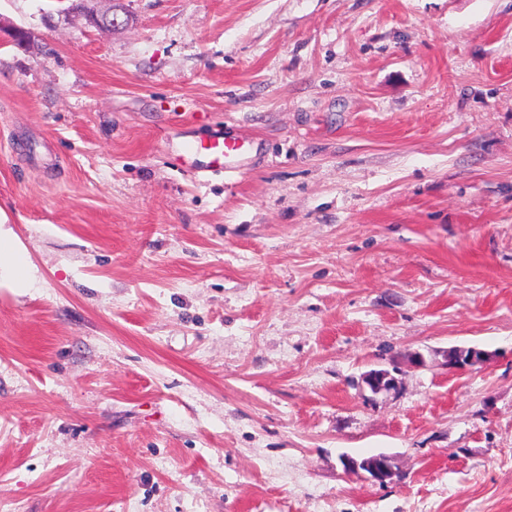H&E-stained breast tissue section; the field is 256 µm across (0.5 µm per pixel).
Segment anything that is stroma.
<instances>
[{
  "label": "stroma",
  "mask_w": 512,
  "mask_h": 512,
  "mask_svg": "<svg viewBox=\"0 0 512 512\" xmlns=\"http://www.w3.org/2000/svg\"><path fill=\"white\" fill-rule=\"evenodd\" d=\"M122 4L0 0V512H512V0ZM93 1L96 0H75V3L70 11L81 13L90 25L97 27L106 25L108 28H113L128 23L129 20L128 18L126 19L124 15H114V13H112L114 10L112 9V7H114L112 5L108 10L104 12H98L97 10L90 8L88 6V2ZM242 148L241 139L215 133L206 140H184L179 146L178 156L180 160L191 163L204 157L206 162L200 167V171L227 176L238 172L234 160L241 154ZM36 281V270L26 252L11 238L0 233V286L31 288ZM344 466L348 470H364L369 477L380 484H384L395 476L392 457L386 453L371 455L361 461L347 458Z\"/></svg>",
  "instance_id": "obj_1"
}]
</instances>
